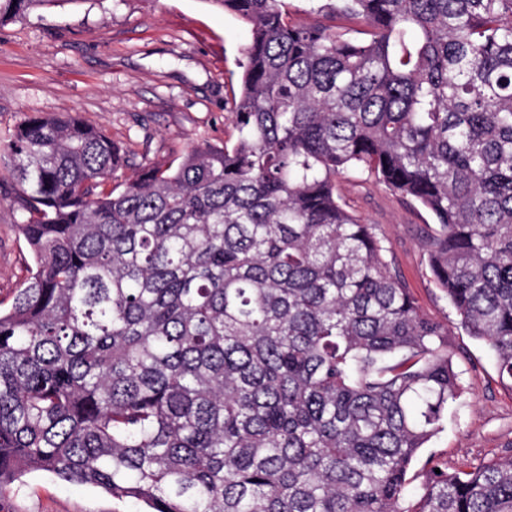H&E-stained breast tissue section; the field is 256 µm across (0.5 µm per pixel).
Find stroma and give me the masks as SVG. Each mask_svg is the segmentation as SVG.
I'll return each mask as SVG.
<instances>
[{"instance_id": "obj_1", "label": "stroma", "mask_w": 512, "mask_h": 512, "mask_svg": "<svg viewBox=\"0 0 512 512\" xmlns=\"http://www.w3.org/2000/svg\"><path fill=\"white\" fill-rule=\"evenodd\" d=\"M247 41L246 25L209 0H59L0 26V138L29 115L72 112L126 149L117 183L144 164L177 165L192 146L234 142L231 74ZM337 191L375 226L421 310L452 324L448 343L466 394L414 463L412 487L424 482L426 461L454 470L512 450V384L501 381L485 345L456 327L432 281L424 240L433 217L365 174L339 179ZM19 192L0 167V300L7 303L32 264L17 230ZM12 502V512H140L43 472L25 476Z\"/></svg>"}]
</instances>
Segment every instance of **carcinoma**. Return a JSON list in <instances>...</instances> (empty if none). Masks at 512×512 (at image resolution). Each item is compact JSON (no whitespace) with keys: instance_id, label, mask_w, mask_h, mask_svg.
Segmentation results:
<instances>
[{"instance_id":"obj_1","label":"carcinoma","mask_w":512,"mask_h":512,"mask_svg":"<svg viewBox=\"0 0 512 512\" xmlns=\"http://www.w3.org/2000/svg\"><path fill=\"white\" fill-rule=\"evenodd\" d=\"M208 2L249 27L232 145L108 190L123 149L76 115L0 144L34 263L0 308V500L44 472L148 512H512L511 452L410 494L462 395L448 325L336 194L432 215L433 282L512 383V0L317 6L361 40Z\"/></svg>"}]
</instances>
